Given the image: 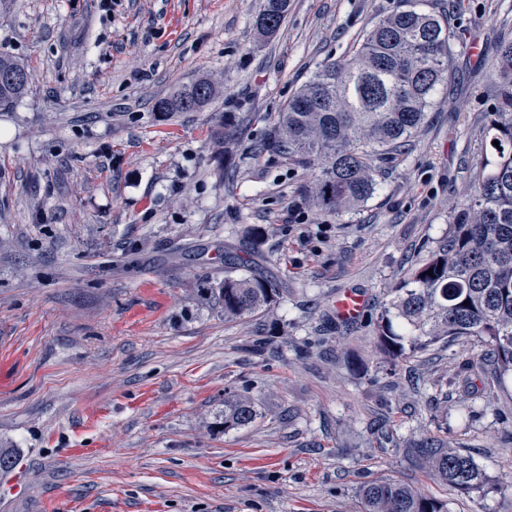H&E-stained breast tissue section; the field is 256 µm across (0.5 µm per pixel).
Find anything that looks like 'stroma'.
I'll use <instances>...</instances> for the list:
<instances>
[{
  "mask_svg": "<svg viewBox=\"0 0 512 512\" xmlns=\"http://www.w3.org/2000/svg\"><path fill=\"white\" fill-rule=\"evenodd\" d=\"M400 2L291 0L271 39L254 28L264 0L0 11V50L33 81L0 112V446L18 451L0 512H362L360 485L385 479L448 512H512V398L469 368L478 349L392 360L375 335L489 152L512 0H419L451 19V75L356 211L317 212L313 170L255 149L318 64ZM205 76L224 86L211 107L154 112ZM240 259L280 294L228 319L218 292ZM347 290L366 298L353 322L336 314ZM238 396L257 415L225 429ZM429 442L472 453L488 487L435 480L411 454Z\"/></svg>",
  "mask_w": 512,
  "mask_h": 512,
  "instance_id": "obj_1",
  "label": "stroma"
}]
</instances>
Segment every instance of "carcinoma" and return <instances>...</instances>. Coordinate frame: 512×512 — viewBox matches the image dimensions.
<instances>
[{
  "mask_svg": "<svg viewBox=\"0 0 512 512\" xmlns=\"http://www.w3.org/2000/svg\"><path fill=\"white\" fill-rule=\"evenodd\" d=\"M290 0H265L255 28L274 36L288 18ZM455 35L442 15L412 0L367 29L348 57L319 63L288 100L260 150L317 173L305 198L339 216L375 193L381 164L397 159L422 125L438 88L448 82ZM500 78L487 140L491 160L471 180L468 204L455 216L448 238L407 279L391 290L377 320V346L404 358L440 342H467L484 350L489 380L501 391L512 382V42L500 44ZM32 77L14 56L0 52V110L22 100ZM220 95L201 79L158 100L165 116L197 112ZM498 145H493V141ZM433 275H428V270ZM279 289L250 276L224 277V316L236 318L270 305ZM256 416L248 399L224 403V429ZM434 476L448 487L473 492L487 485L473 457L431 443L419 448ZM364 512H447L434 499L394 480L359 488Z\"/></svg>",
  "mask_w": 512,
  "mask_h": 512,
  "instance_id": "1",
  "label": "carcinoma"
}]
</instances>
